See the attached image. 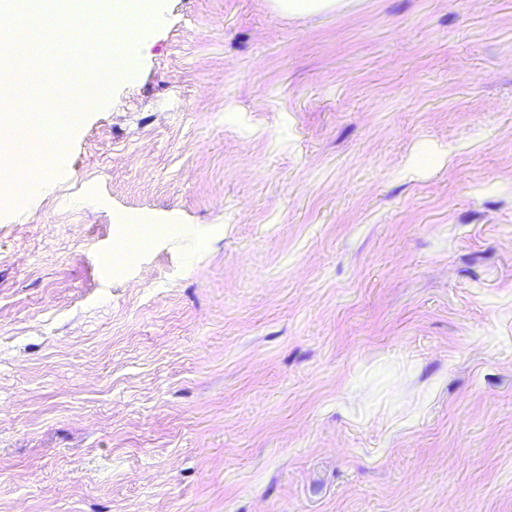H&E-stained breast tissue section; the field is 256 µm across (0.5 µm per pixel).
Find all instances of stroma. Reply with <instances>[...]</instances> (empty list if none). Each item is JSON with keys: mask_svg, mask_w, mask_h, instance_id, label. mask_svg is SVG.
<instances>
[{"mask_svg": "<svg viewBox=\"0 0 512 512\" xmlns=\"http://www.w3.org/2000/svg\"><path fill=\"white\" fill-rule=\"evenodd\" d=\"M39 177L0 512H512V0H157ZM349 1L342 0H272L273 8L284 15H303L336 10Z\"/></svg>", "mask_w": 512, "mask_h": 512, "instance_id": "stroma-1", "label": "stroma"}]
</instances>
